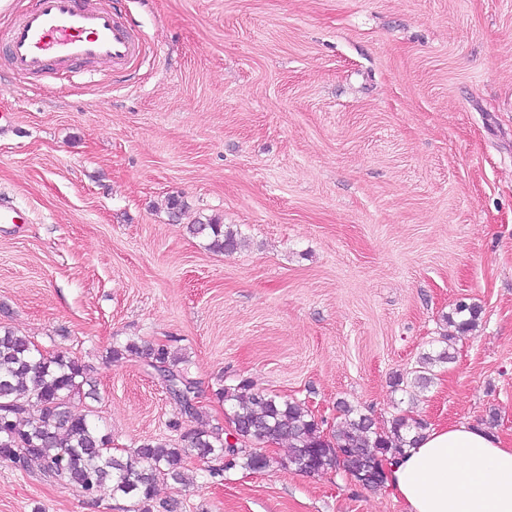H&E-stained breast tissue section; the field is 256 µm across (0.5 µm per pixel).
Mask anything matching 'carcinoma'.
Returning <instances> with one entry per match:
<instances>
[{
  "label": "carcinoma",
  "instance_id": "cac0c4a2",
  "mask_svg": "<svg viewBox=\"0 0 512 512\" xmlns=\"http://www.w3.org/2000/svg\"><path fill=\"white\" fill-rule=\"evenodd\" d=\"M189 232L212 252L234 253L240 246L238 229L216 218L198 219ZM457 328L470 331L477 325L478 307L465 303L455 309ZM142 356L167 383L185 416L202 425L185 431L180 442L148 440L124 454L112 452L110 437L101 432L89 414H75L70 400L76 395L97 400L91 369L66 350L42 351L32 340L12 330L0 333V461L25 467L36 462L43 473L79 488L93 497L108 491L129 502L127 512H153L155 483L161 478L186 484L187 459L195 455L211 463L208 476L217 478L237 463L251 470L276 463L306 475L343 467L349 474L367 476L364 485L375 488L384 482L381 470L389 456L404 454L423 437L425 424L404 416L380 428L361 411L340 403L342 418L326 436L311 411L301 404L254 387L241 380L216 390L231 405L226 414L236 431L231 445L226 432L203 424L202 407L189 403L196 382L189 376L186 358L165 345L142 346L135 341L110 348L105 362ZM450 359L447 350L419 359L416 383L430 380L431 367ZM286 441L288 455L276 459L257 447ZM218 465H213V462Z\"/></svg>",
  "mask_w": 512,
  "mask_h": 512
}]
</instances>
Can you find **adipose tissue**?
I'll return each mask as SVG.
<instances>
[{
    "instance_id": "adipose-tissue-1",
    "label": "adipose tissue",
    "mask_w": 512,
    "mask_h": 512,
    "mask_svg": "<svg viewBox=\"0 0 512 512\" xmlns=\"http://www.w3.org/2000/svg\"><path fill=\"white\" fill-rule=\"evenodd\" d=\"M386 475L405 512H512V446L464 421L426 431Z\"/></svg>"
}]
</instances>
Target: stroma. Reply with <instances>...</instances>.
<instances>
[{"instance_id":"obj_1","label":"stroma","mask_w":512,"mask_h":512,"mask_svg":"<svg viewBox=\"0 0 512 512\" xmlns=\"http://www.w3.org/2000/svg\"><path fill=\"white\" fill-rule=\"evenodd\" d=\"M120 68L21 76L0 55V328L93 369L113 448L188 418L145 358L188 360L204 421L247 379L332 432L346 402L512 444V0H106ZM187 205L172 220L169 197ZM240 231L232 254L187 231ZM477 306L476 328L446 322ZM449 350L427 386L394 387ZM158 483L155 512H404L344 469ZM0 464V512H124Z\"/></svg>"}]
</instances>
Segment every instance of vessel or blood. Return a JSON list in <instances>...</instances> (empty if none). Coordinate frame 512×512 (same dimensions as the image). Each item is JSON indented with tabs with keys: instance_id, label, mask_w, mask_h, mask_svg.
Here are the masks:
<instances>
[{
	"instance_id": "b4317fda",
	"label": "vessel or blood",
	"mask_w": 512,
	"mask_h": 512,
	"mask_svg": "<svg viewBox=\"0 0 512 512\" xmlns=\"http://www.w3.org/2000/svg\"><path fill=\"white\" fill-rule=\"evenodd\" d=\"M139 51V41L123 18L89 0H36L7 44L12 68L30 73L85 62L116 68Z\"/></svg>"
}]
</instances>
